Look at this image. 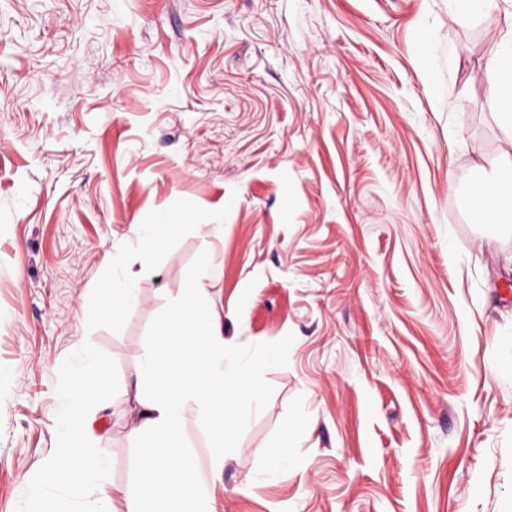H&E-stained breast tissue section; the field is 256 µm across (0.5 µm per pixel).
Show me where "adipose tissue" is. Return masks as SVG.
Masks as SVG:
<instances>
[{
  "instance_id": "ef3b65f1",
  "label": "adipose tissue",
  "mask_w": 512,
  "mask_h": 512,
  "mask_svg": "<svg viewBox=\"0 0 512 512\" xmlns=\"http://www.w3.org/2000/svg\"><path fill=\"white\" fill-rule=\"evenodd\" d=\"M488 107L503 132L501 161L485 180L489 191L472 202L485 224L512 227V28L488 62ZM138 284H112L100 298L84 305L86 320L101 313L120 314L136 299ZM250 368L226 349L223 329L204 283H196L165 316L146 349L136 374L137 414L132 435L140 450L134 487L125 512H216L194 453L185 443L189 416H196L208 439L211 478L224 473L232 432L262 398ZM109 381L100 357L77 351L60 391L66 425L62 445L37 479L20 485L21 512H53L50 491L68 490L73 497L92 491L108 500L107 462L89 441L84 419Z\"/></svg>"
}]
</instances>
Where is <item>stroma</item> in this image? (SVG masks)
<instances>
[{"label":"stroma","mask_w":512,"mask_h":512,"mask_svg":"<svg viewBox=\"0 0 512 512\" xmlns=\"http://www.w3.org/2000/svg\"><path fill=\"white\" fill-rule=\"evenodd\" d=\"M511 25L512 0H0V512L60 445L83 345L125 512L139 360L206 264L265 395L217 512H512V235L465 196L498 163ZM124 276L138 301L86 322ZM142 226V227H141ZM144 248L151 251L159 247L166 239L175 235L180 227L179 219L171 213L160 216L155 224L138 225Z\"/></svg>","instance_id":"stroma-1"}]
</instances>
